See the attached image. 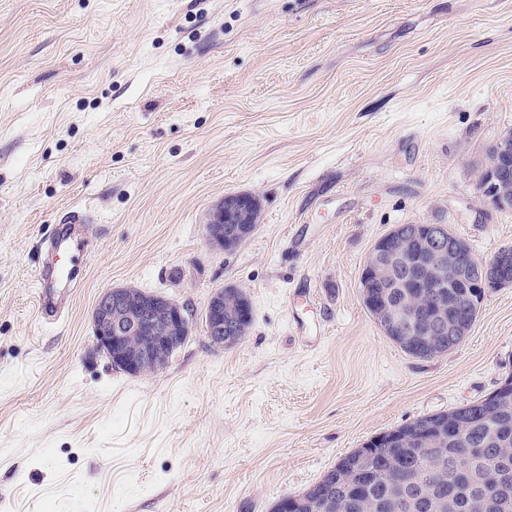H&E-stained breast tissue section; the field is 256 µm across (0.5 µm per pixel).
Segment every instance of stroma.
<instances>
[{
    "label": "stroma",
    "mask_w": 512,
    "mask_h": 512,
    "mask_svg": "<svg viewBox=\"0 0 512 512\" xmlns=\"http://www.w3.org/2000/svg\"><path fill=\"white\" fill-rule=\"evenodd\" d=\"M512 133V0H0V512H273L372 437L512 373V285L468 336L408 355L365 308L363 261L400 224L489 259L512 212L477 183ZM254 196L235 250L205 241ZM93 216L69 250L45 239ZM54 265L72 310L36 314ZM166 367L99 350L98 298L136 288L202 317ZM91 215L89 211L82 208H73L64 214L63 223L60 224L52 245L55 249L60 248L63 244L68 242L70 238L69 232H74L77 225L89 224ZM224 297V300H223ZM224 301V318L219 315V310ZM246 306L247 320H241L244 316L243 307ZM251 301L246 292L240 288H228L213 295L205 311L204 323L206 334L214 344L224 345V323L238 320L247 330L249 329L251 316Z\"/></svg>",
    "instance_id": "35a3bbf8"
}]
</instances>
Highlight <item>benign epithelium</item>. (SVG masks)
Returning <instances> with one entry per match:
<instances>
[{"label":"benign epithelium","instance_id":"7a95c632","mask_svg":"<svg viewBox=\"0 0 512 512\" xmlns=\"http://www.w3.org/2000/svg\"><path fill=\"white\" fill-rule=\"evenodd\" d=\"M512 177V137L504 136L492 150L489 163L482 176L481 191L485 197L499 210H512V197L504 186V179ZM427 234L419 239L421 258L434 257V240L441 224H425ZM381 245L376 243L366 257L362 274H378L380 268ZM452 262L451 280L461 282L469 288L479 289L486 294L490 288H502L512 284L503 278L499 270L512 264V251L506 249L498 252L491 260L485 261L472 254L464 262H459L454 253H448ZM123 292L118 288L108 290L103 294L93 313V328L97 346L115 352L113 360L124 370L131 373H147L160 369L162 362L155 351L136 352L128 356L129 341L133 337L147 333L153 338L158 349L169 348L180 340L174 335L180 330L184 335H190L193 329L192 316L188 310L176 303L156 304L157 313L148 318H133L123 313ZM224 292L213 295L205 311L204 323L206 334L215 344H224V318L219 315ZM430 322L436 325H448V335L465 336L466 328L453 315L440 311L431 316Z\"/></svg>","mask_w":512,"mask_h":512}]
</instances>
